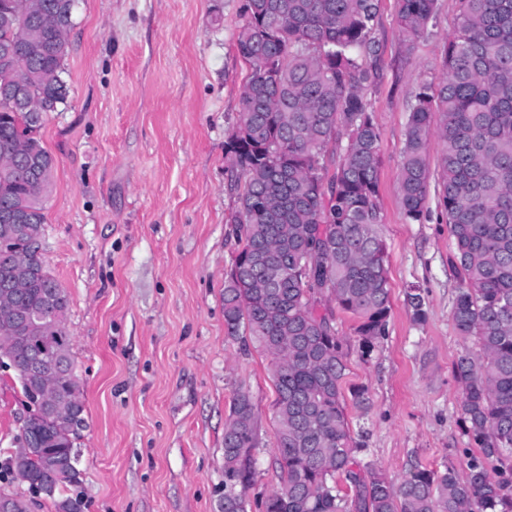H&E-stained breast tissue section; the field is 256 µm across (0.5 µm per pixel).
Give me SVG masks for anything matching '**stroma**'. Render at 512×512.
I'll return each instance as SVG.
<instances>
[{"label": "stroma", "mask_w": 512, "mask_h": 512, "mask_svg": "<svg viewBox=\"0 0 512 512\" xmlns=\"http://www.w3.org/2000/svg\"><path fill=\"white\" fill-rule=\"evenodd\" d=\"M244 0H75L69 98L42 129L56 160L42 254L63 284L65 320L88 422L80 440L86 512H220L224 427L237 392L257 409L250 503L277 483V392L271 358L224 326V277L237 246L224 142L249 70L235 48ZM398 0L376 21L382 75L367 99L381 132L379 192L389 246L387 335L362 354L355 320L335 314L348 346L349 408L370 462L399 481L414 466L464 470L475 444L458 412L454 364L472 341L451 318L459 287L436 192L422 222L401 208L404 133L415 88L445 73L460 0H437L427 33L407 50ZM421 289L417 321L405 293ZM26 410L0 367V465Z\"/></svg>", "instance_id": "stroma-1"}]
</instances>
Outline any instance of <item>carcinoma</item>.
I'll return each instance as SVG.
<instances>
[{
	"instance_id": "obj_1",
	"label": "carcinoma",
	"mask_w": 512,
	"mask_h": 512,
	"mask_svg": "<svg viewBox=\"0 0 512 512\" xmlns=\"http://www.w3.org/2000/svg\"><path fill=\"white\" fill-rule=\"evenodd\" d=\"M437 0H399L397 25L414 49ZM74 0H0V360L13 368L40 451L10 457L6 471L36 498L1 493L8 512H84L78 441L87 427L78 378L54 376L71 400L43 409L28 373L29 338L60 326L59 358L72 360L61 283L25 243L43 239L55 160L41 129L67 103L65 61ZM380 0H245L235 47L250 73L236 129L224 143L237 207V273L224 279L228 335L250 338L282 364L273 374L278 484L264 512H512V0H461L445 51L446 74L413 92L402 151L404 216L421 222L431 179L428 143H443L439 202L460 280L451 316L472 337L454 365L460 414L479 455L466 477L415 466L399 483L362 462L347 403L367 408L362 387L344 389L347 351L330 304L358 320L368 353L391 312L388 247L378 192L381 134L365 92L380 77L373 22ZM255 404L237 394L224 436L220 512H248L258 447Z\"/></svg>"
}]
</instances>
